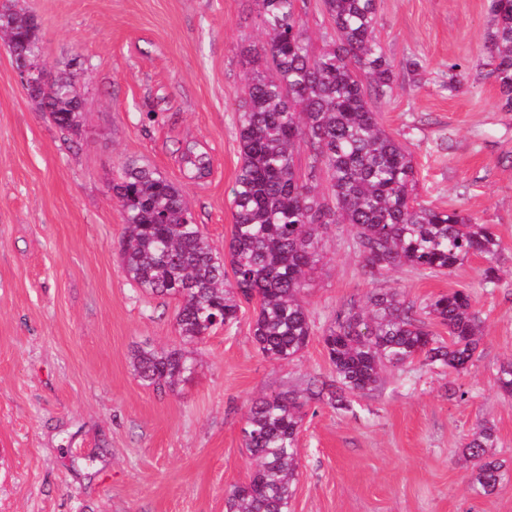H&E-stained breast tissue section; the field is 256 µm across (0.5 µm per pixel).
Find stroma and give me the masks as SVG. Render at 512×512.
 I'll use <instances>...</instances> for the list:
<instances>
[{
    "label": "stroma",
    "mask_w": 512,
    "mask_h": 512,
    "mask_svg": "<svg viewBox=\"0 0 512 512\" xmlns=\"http://www.w3.org/2000/svg\"><path fill=\"white\" fill-rule=\"evenodd\" d=\"M18 4L38 23L43 69L81 62L85 105L79 134L62 133L0 42V512H226L227 490L251 469L242 429L252 402L334 379L320 334L347 299L388 288L418 308L473 292L484 323L478 357L458 376L418 361L389 372L352 395L348 412L309 401L289 512H512V478L476 492L461 455L486 420L497 456L512 462V397L494 382L512 359V111L487 66L489 0H377L396 82L370 104L412 152L421 200L492 225L496 258L371 280L350 227L329 225L307 295L315 335L299 357L261 354L258 307L245 302L233 327L193 345L194 374L166 394L136 376L131 352L181 346L177 303L126 278L109 185L137 160L181 187L216 250L228 244L247 78L240 50L263 36L256 0ZM413 55L427 63L417 78L403 69ZM453 62L466 71L451 92L442 83ZM189 144L207 153V175L182 164ZM490 265L493 283L482 276Z\"/></svg>",
    "instance_id": "obj_1"
}]
</instances>
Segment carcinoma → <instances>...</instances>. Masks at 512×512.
I'll list each match as a JSON object with an SVG mask.
<instances>
[{"mask_svg": "<svg viewBox=\"0 0 512 512\" xmlns=\"http://www.w3.org/2000/svg\"><path fill=\"white\" fill-rule=\"evenodd\" d=\"M256 2L266 39L244 49L251 75L235 126L241 166L227 250L214 249L175 183L132 159L112 181V194L124 221L123 272L142 290L177 301L182 341L233 325L239 299H256L252 335L259 350L272 361H292L313 334L306 293L322 258L320 228L350 225L363 273L373 280L403 265L450 274L472 255L492 260L501 242L488 224L418 201L411 153L382 130L370 108L368 97L388 96L396 80L376 35L377 0H323L334 36L317 52L303 33L297 0ZM491 12L487 66L503 107L512 109V0H492ZM0 34L11 57L37 56L38 26L23 10L0 7ZM65 81L61 88L26 91L61 131L75 134L81 112L68 95L75 77ZM301 144L310 154L305 177L295 160ZM183 162L200 174L209 164L206 154L192 150ZM318 172L325 177L322 188L314 183ZM369 304L366 312L350 299L321 336L334 382L253 402L243 438L255 467L229 492L227 512H288L310 399L348 410L349 395L374 389L384 372L417 358L456 375L476 360L481 324L468 289L437 295L417 309L389 288ZM433 324L446 328L448 339L435 335ZM132 366L161 392L176 391L193 371L188 353L176 347H139ZM496 441L494 428L479 424L462 448L473 461L471 487L485 494L512 475V467L491 453Z\"/></svg>", "mask_w": 512, "mask_h": 512, "instance_id": "carcinoma-1", "label": "carcinoma"}]
</instances>
